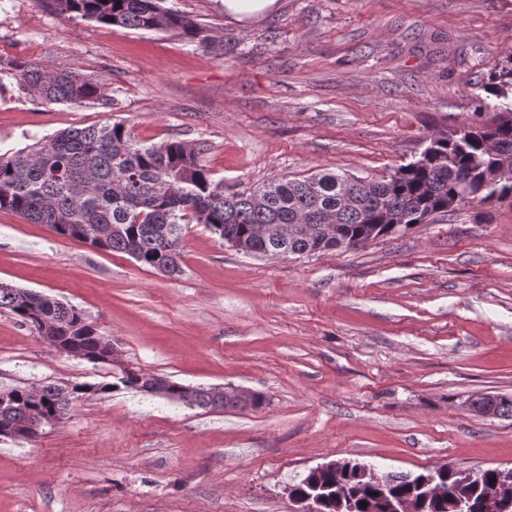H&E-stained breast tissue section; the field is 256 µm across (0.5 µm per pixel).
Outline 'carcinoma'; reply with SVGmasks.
Returning <instances> with one entry per match:
<instances>
[{"mask_svg": "<svg viewBox=\"0 0 512 512\" xmlns=\"http://www.w3.org/2000/svg\"><path fill=\"white\" fill-rule=\"evenodd\" d=\"M167 0H53L63 15L94 20L133 30L181 32L196 38L195 20L164 6ZM12 75L19 88L44 104H107L101 83L83 75L35 65L19 59L0 63V74ZM481 111L495 116L494 130L466 124L438 133L412 162L381 179H362L347 173H313L302 178L275 177L248 192L226 193L224 181L212 178L199 158L201 150L182 142L146 144L123 122L64 129L26 151L0 156V211L44 224L53 233L85 242L102 251L124 253L154 272L182 273L181 240L184 225L204 224L223 238L242 240L253 255L286 253L311 255L336 249L338 237L357 238L372 231L385 236L424 221L430 211L448 212L458 196L468 203L512 201V178L486 180L493 168L512 169V53L495 66L483 83ZM288 225L286 237L261 236L262 225ZM18 315L40 333L38 294L0 284V309ZM46 319L60 345L76 356L102 363L106 350L101 335L84 314L61 302ZM120 382L144 395L166 391L171 400L185 397L187 386L133 368L122 371ZM58 385L40 387L32 402L23 389L0 403V429L21 432L30 418L60 405ZM191 398L201 408L234 407L237 402L213 397L210 389L194 388ZM421 475L407 482L366 484L350 460L341 476L317 478L321 496L336 494V480L352 502V512H385L390 500L421 498ZM500 479L498 469L483 470L481 483L465 492L464 512H485L482 487Z\"/></svg>", "mask_w": 512, "mask_h": 512, "instance_id": "cac0c4a2", "label": "carcinoma"}]
</instances>
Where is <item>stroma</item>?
<instances>
[{
	"label": "stroma",
	"mask_w": 512,
	"mask_h": 512,
	"mask_svg": "<svg viewBox=\"0 0 512 512\" xmlns=\"http://www.w3.org/2000/svg\"><path fill=\"white\" fill-rule=\"evenodd\" d=\"M208 42L0 0V58L105 82L111 107L45 105L0 75V155L125 122L200 149L238 191L314 171L380 178L476 120L512 53V0H279L247 24L222 0H167ZM182 272L0 211V283L81 309L116 361L59 353L0 309V388L86 383L69 416L0 437V512H294L286 486L350 459L378 474L512 466V203L464 205L353 250L260 258L191 224ZM257 407L210 410L118 385L121 367ZM109 392H100L103 384Z\"/></svg>",
	"instance_id": "35a3bbf8"
}]
</instances>
